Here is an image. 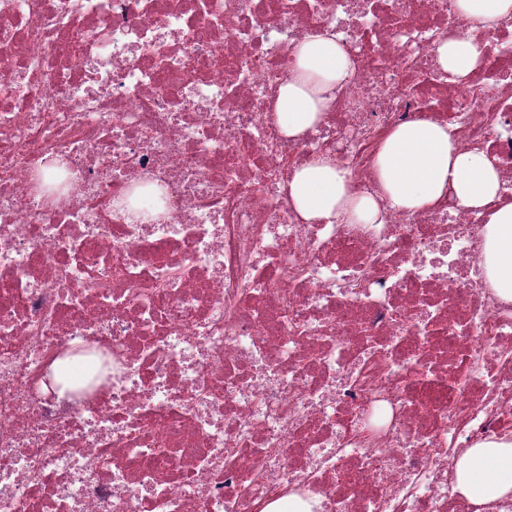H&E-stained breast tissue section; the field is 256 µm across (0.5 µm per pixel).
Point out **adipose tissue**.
<instances>
[{"mask_svg":"<svg viewBox=\"0 0 512 512\" xmlns=\"http://www.w3.org/2000/svg\"><path fill=\"white\" fill-rule=\"evenodd\" d=\"M436 63L445 72L468 74L478 51L472 40L443 41ZM295 77L281 86L275 117L296 137L322 120L334 91L351 77L350 61L333 38L317 34L295 50ZM375 189L355 193L349 172L317 156L288 180V195L304 222L380 224L386 207L407 212L433 208L447 197L486 211L480 266L503 301L512 302V201L502 200L497 170L483 152L458 148L451 127L429 120L401 124L374 163ZM456 488L470 503L485 505L512 495V440L482 443L456 463Z\"/></svg>","mask_w":512,"mask_h":512,"instance_id":"adipose-tissue-1","label":"adipose tissue"}]
</instances>
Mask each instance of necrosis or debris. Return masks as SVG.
Instances as JSON below:
<instances>
[{
  "label": "necrosis or debris",
  "mask_w": 512,
  "mask_h": 512,
  "mask_svg": "<svg viewBox=\"0 0 512 512\" xmlns=\"http://www.w3.org/2000/svg\"><path fill=\"white\" fill-rule=\"evenodd\" d=\"M474 34L464 76L436 33ZM353 65L324 120L275 102L306 35ZM480 145L512 198V19L455 0H0V512H512L455 489L512 437V304L448 200L307 224L333 153L362 193L391 130ZM87 393L43 376L76 352ZM456 5L475 26L512 17V0H456Z\"/></svg>",
  "instance_id": "necrosis-or-debris-1"
}]
</instances>
